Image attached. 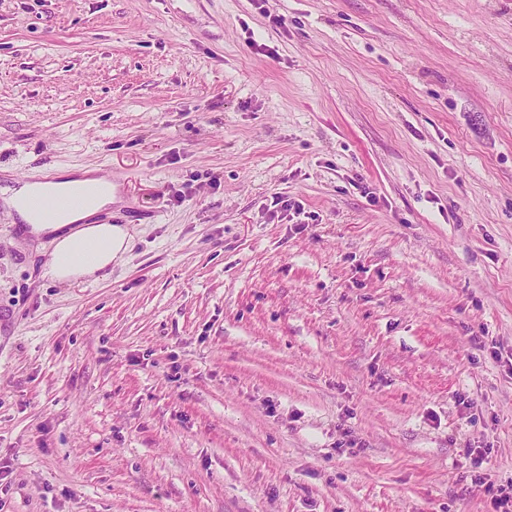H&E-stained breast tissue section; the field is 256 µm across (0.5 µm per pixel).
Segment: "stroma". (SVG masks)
Wrapping results in <instances>:
<instances>
[{
  "instance_id": "35a3bbf8",
  "label": "stroma",
  "mask_w": 512,
  "mask_h": 512,
  "mask_svg": "<svg viewBox=\"0 0 512 512\" xmlns=\"http://www.w3.org/2000/svg\"><path fill=\"white\" fill-rule=\"evenodd\" d=\"M87 168L99 279L0 206V512H491L512 0H0V187Z\"/></svg>"
}]
</instances>
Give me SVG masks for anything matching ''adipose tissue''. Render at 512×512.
Listing matches in <instances>:
<instances>
[{"label":"adipose tissue","instance_id":"adipose-tissue-1","mask_svg":"<svg viewBox=\"0 0 512 512\" xmlns=\"http://www.w3.org/2000/svg\"><path fill=\"white\" fill-rule=\"evenodd\" d=\"M87 186L96 187V195L80 207L59 211L52 221L38 220L26 206L30 197L44 191L69 193ZM114 195L112 184L88 170L76 178L65 175L50 183L33 179L4 187L0 190V204L16 214L25 235L37 240L51 237L53 248L42 256L41 274L67 281L96 277L98 272L125 261L134 226L99 224L94 220L95 215L112 205ZM87 242L97 243L98 249L92 258L84 259L79 248Z\"/></svg>","mask_w":512,"mask_h":512}]
</instances>
